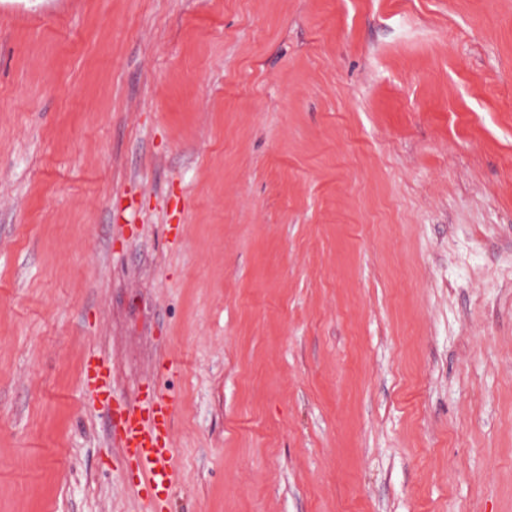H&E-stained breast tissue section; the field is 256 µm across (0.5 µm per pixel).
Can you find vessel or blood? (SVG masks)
Segmentation results:
<instances>
[{"mask_svg":"<svg viewBox=\"0 0 512 512\" xmlns=\"http://www.w3.org/2000/svg\"><path fill=\"white\" fill-rule=\"evenodd\" d=\"M84 380L103 395L112 387L110 370L91 360L86 363ZM175 408L170 395L155 391L121 412L119 446L135 462L153 512H166L175 487V447L170 428Z\"/></svg>","mask_w":512,"mask_h":512,"instance_id":"vessel-or-blood-1","label":"vessel or blood"}]
</instances>
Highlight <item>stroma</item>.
<instances>
[{"label": "stroma", "mask_w": 512, "mask_h": 512, "mask_svg": "<svg viewBox=\"0 0 512 512\" xmlns=\"http://www.w3.org/2000/svg\"><path fill=\"white\" fill-rule=\"evenodd\" d=\"M512 512V0H0V512ZM84 381L98 390L101 395H108L112 387V376L109 369L94 362L90 358L84 369ZM175 408L170 395L154 390L121 412L119 447L135 462L152 512H166L175 487V447L170 428Z\"/></svg>", "instance_id": "stroma-1"}]
</instances>
